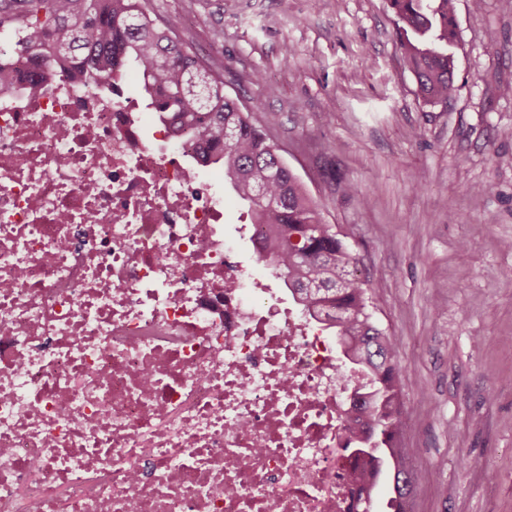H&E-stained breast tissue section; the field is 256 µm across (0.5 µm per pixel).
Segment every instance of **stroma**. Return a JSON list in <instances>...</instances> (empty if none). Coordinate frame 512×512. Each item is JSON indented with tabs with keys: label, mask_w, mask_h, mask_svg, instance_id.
Here are the masks:
<instances>
[{
	"label": "stroma",
	"mask_w": 512,
	"mask_h": 512,
	"mask_svg": "<svg viewBox=\"0 0 512 512\" xmlns=\"http://www.w3.org/2000/svg\"><path fill=\"white\" fill-rule=\"evenodd\" d=\"M224 73L356 258L400 368L414 512H512V0H457L430 105L388 0H151ZM224 230L262 279L223 173Z\"/></svg>",
	"instance_id": "35a3bbf8"
}]
</instances>
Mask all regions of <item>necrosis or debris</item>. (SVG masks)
Segmentation results:
<instances>
[{"label": "necrosis or debris", "instance_id": "necrosis-or-debris-1", "mask_svg": "<svg viewBox=\"0 0 512 512\" xmlns=\"http://www.w3.org/2000/svg\"><path fill=\"white\" fill-rule=\"evenodd\" d=\"M150 122L0 87V512H353L366 376Z\"/></svg>", "mask_w": 512, "mask_h": 512}]
</instances>
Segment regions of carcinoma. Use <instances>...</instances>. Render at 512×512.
<instances>
[{"mask_svg":"<svg viewBox=\"0 0 512 512\" xmlns=\"http://www.w3.org/2000/svg\"><path fill=\"white\" fill-rule=\"evenodd\" d=\"M396 17L404 66L427 102L446 101L456 91L455 0H388ZM0 79L6 58L23 62L19 85L41 86L49 79L73 80L89 91H119L130 74L155 121L174 136L199 144L197 160L224 170L236 196L248 205L251 222L262 226L259 260L271 266L312 320L336 338L340 352L371 377L364 406L373 417L360 449L368 471L353 477L369 512L383 464L389 493L405 512L419 495L400 434V370L393 337L378 329L368 311L366 290L355 278L354 259L282 160L278 147L257 126L239 100L224 93L222 74L193 43L162 20L148 0H0Z\"/></svg>","mask_w":512,"mask_h":512,"instance_id":"cac0c4a2","label":"carcinoma"}]
</instances>
